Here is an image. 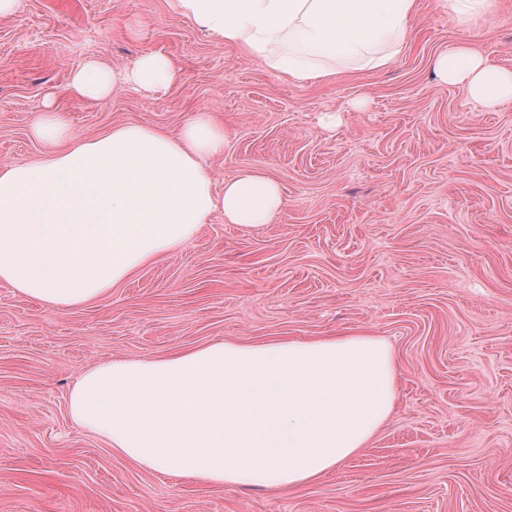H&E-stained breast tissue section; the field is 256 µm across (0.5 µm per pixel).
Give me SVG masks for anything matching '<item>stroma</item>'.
I'll list each match as a JSON object with an SVG mask.
<instances>
[{"label":"stroma","mask_w":512,"mask_h":512,"mask_svg":"<svg viewBox=\"0 0 512 512\" xmlns=\"http://www.w3.org/2000/svg\"><path fill=\"white\" fill-rule=\"evenodd\" d=\"M383 69L295 84L176 14L169 0H20L0 19V164L41 156L53 105L89 139L137 123L224 127L216 192L245 168L281 186L271 224L223 215L109 294L54 308L0 280V512H512V104L437 79L465 43L512 69V0L459 24L418 0ZM161 53L166 91L68 90L89 60L115 73ZM385 339L395 409L367 448L292 490L163 475L76 426L85 370L224 341Z\"/></svg>","instance_id":"stroma-1"}]
</instances>
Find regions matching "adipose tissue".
Instances as JSON below:
<instances>
[{"label": "adipose tissue", "mask_w": 512, "mask_h": 512, "mask_svg": "<svg viewBox=\"0 0 512 512\" xmlns=\"http://www.w3.org/2000/svg\"><path fill=\"white\" fill-rule=\"evenodd\" d=\"M226 46L305 84L340 65L383 69L405 43L417 0H171ZM436 76L489 106L512 103V70L467 45L439 55ZM178 77L161 53L126 83L154 92ZM115 75L90 61L70 91L111 94ZM39 158L0 166V279L51 307L106 295L162 254L184 248L215 214L259 229L283 204L272 177L240 171L216 192L207 166L224 129L205 115L171 134L122 124L73 137L54 113L34 125ZM398 371L381 338L224 341L155 360L84 371L72 420L137 465L216 485L291 489L365 448L394 410Z\"/></svg>", "instance_id": "adipose-tissue-1"}]
</instances>
